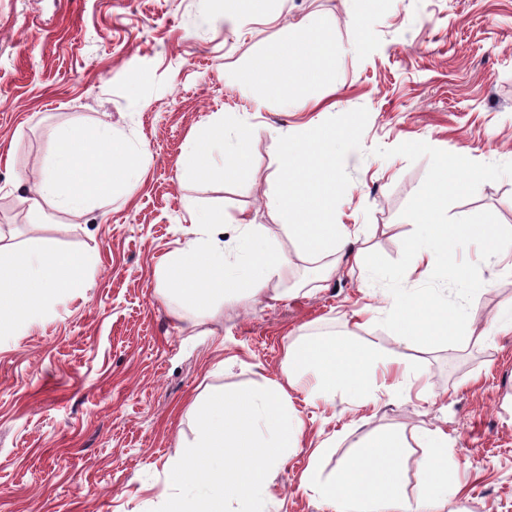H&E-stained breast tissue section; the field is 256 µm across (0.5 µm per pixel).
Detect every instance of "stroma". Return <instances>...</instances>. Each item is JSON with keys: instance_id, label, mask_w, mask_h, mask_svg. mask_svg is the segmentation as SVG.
I'll use <instances>...</instances> for the list:
<instances>
[{"instance_id": "obj_1", "label": "stroma", "mask_w": 512, "mask_h": 512, "mask_svg": "<svg viewBox=\"0 0 512 512\" xmlns=\"http://www.w3.org/2000/svg\"><path fill=\"white\" fill-rule=\"evenodd\" d=\"M225 0H0V230L21 245L90 256L83 288L47 302L20 336H0V512H153L172 493L168 464L194 443L195 416L216 388L284 382L289 347L336 337L399 360L404 380L376 377L369 394L340 386L291 395L302 433L266 478L264 512H331L309 470L331 481L367 438L397 435L402 491L424 494L427 431L448 435L460 490L446 512H512V331L457 346L401 343L379 325L392 296L341 264L317 260L279 230L276 138L340 130L331 157L311 153L305 190L336 166L337 223L357 244L398 259L413 230L401 212L428 159L374 155L406 141L482 163L512 162V0H267L225 17ZM325 50L318 98L272 73L245 87L236 72L270 69L302 31ZM251 126L250 160L232 179L183 177L191 146L215 120ZM136 150L131 186L78 215L31 219L22 199L50 166L51 132L97 128ZM220 209L215 239L236 260L235 219L271 227L294 261V285L268 304L247 299L198 311L160 294L157 269L193 237V213ZM512 227V177L454 204ZM470 312L484 328L512 307V259L480 261Z\"/></svg>"}]
</instances>
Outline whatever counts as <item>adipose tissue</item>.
Wrapping results in <instances>:
<instances>
[{
	"label": "adipose tissue",
	"instance_id": "ef3b65f1",
	"mask_svg": "<svg viewBox=\"0 0 512 512\" xmlns=\"http://www.w3.org/2000/svg\"><path fill=\"white\" fill-rule=\"evenodd\" d=\"M223 124L216 123L205 134L204 144L189 153L187 175L204 179L214 174L213 149L223 151L225 175L236 174L249 162L250 128H239L234 143H227ZM284 175L278 197L281 228L292 234L305 253H340L349 264L366 266L364 249L358 248L343 225L334 221L331 209L336 192V170L322 167L320 197H298L294 186L304 178L300 160L302 144L288 137L277 140ZM53 167L40 179L33 196L27 197L28 210L42 211L44 205L71 213L82 212L89 200L109 196L115 185L132 184L137 167L127 147L116 140L110 126L96 129L60 127L51 134ZM448 199V162L439 160L426 193L418 200L414 216L421 228L407 250L409 265L399 269L397 278L407 279L430 266L434 248L445 254L449 276L461 278L463 269L454 261L452 246L457 238L453 225L442 223ZM234 248L240 254V267L224 261V249L210 237L191 240L170 254L159 267L162 290L178 292L192 306L209 308L217 302L239 301L265 295L273 281H286L293 271L287 253L274 249L264 225L239 218ZM91 266L88 257L63 252L43 244L22 247L6 242L0 233V335L22 332L41 313L43 306L63 288H80ZM393 360L347 340L317 338L295 346L288 353L285 368L289 388L330 394L344 385L364 387L375 373L392 374ZM429 453L420 462V475L429 493L421 501L425 512H443L449 484L448 437L430 432ZM397 439L380 434L363 442L355 457L341 468L334 483H321L310 474L309 485L337 505V512H403Z\"/></svg>",
	"mask_w": 512,
	"mask_h": 512
}]
</instances>
